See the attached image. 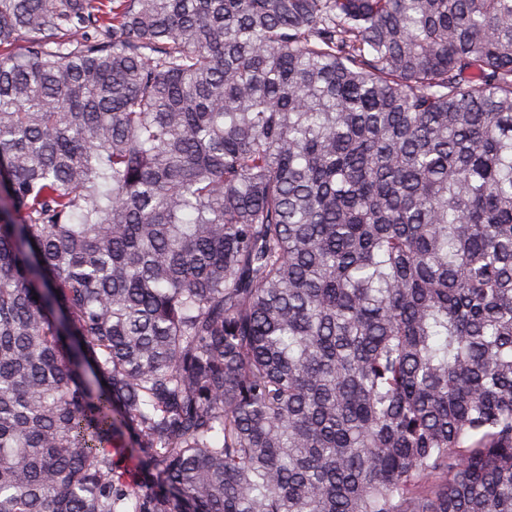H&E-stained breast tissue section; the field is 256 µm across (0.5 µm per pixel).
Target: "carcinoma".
I'll return each mask as SVG.
<instances>
[{"label":"carcinoma","mask_w":512,"mask_h":512,"mask_svg":"<svg viewBox=\"0 0 512 512\" xmlns=\"http://www.w3.org/2000/svg\"><path fill=\"white\" fill-rule=\"evenodd\" d=\"M0 512H512V0H0Z\"/></svg>","instance_id":"carcinoma-1"}]
</instances>
